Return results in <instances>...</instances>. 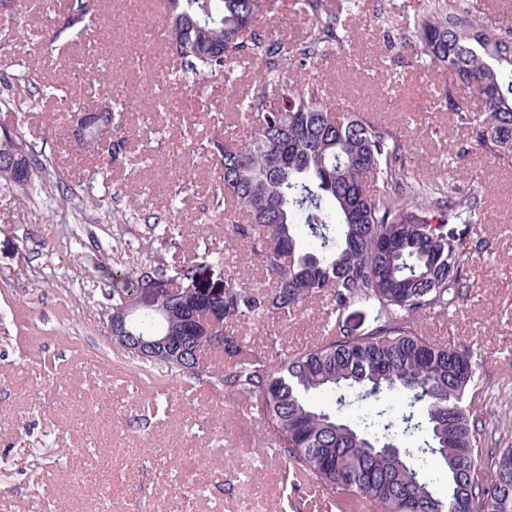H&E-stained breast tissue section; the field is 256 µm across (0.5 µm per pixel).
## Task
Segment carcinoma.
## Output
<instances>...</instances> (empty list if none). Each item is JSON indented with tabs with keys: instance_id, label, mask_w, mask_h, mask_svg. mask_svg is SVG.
<instances>
[{
	"instance_id": "1",
	"label": "carcinoma",
	"mask_w": 512,
	"mask_h": 512,
	"mask_svg": "<svg viewBox=\"0 0 512 512\" xmlns=\"http://www.w3.org/2000/svg\"><path fill=\"white\" fill-rule=\"evenodd\" d=\"M166 40L184 72L232 80L242 56L264 78L242 110L258 118L248 141L216 140L222 200L246 213L237 245L272 283L263 289L239 274L224 288H201L189 266L170 275L139 263L120 307L152 289L158 319L134 316L129 330L167 336L169 354L143 364L224 388V399L256 411L257 439L272 441L300 485L340 491L373 512H512V446L495 448L482 421L477 363L470 353L424 341L419 319L444 314L468 284L464 268L487 247L465 227L482 219L484 198L416 180L405 146L390 128L322 102L307 67L347 44L344 7L299 0L310 17L298 42L260 34V0H168ZM407 15L385 18L388 37L413 44L427 68L451 76L438 106L468 131L466 153L512 163V25H483L455 0H414ZM482 102L480 112L469 100ZM20 149L28 174L45 169L18 134L0 136V155ZM463 229L448 231V225ZM326 301L325 341L265 357L235 334L247 321L286 316L309 300ZM374 312L353 334L342 319L351 304ZM224 315V333L202 323ZM369 402L356 422L342 416L347 396ZM397 394L399 411L380 402ZM334 397L335 408L318 400ZM431 467L447 471L436 495Z\"/></svg>"
}]
</instances>
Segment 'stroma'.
<instances>
[{
    "label": "stroma",
    "instance_id": "1",
    "mask_svg": "<svg viewBox=\"0 0 512 512\" xmlns=\"http://www.w3.org/2000/svg\"><path fill=\"white\" fill-rule=\"evenodd\" d=\"M125 9L126 0H100L92 22L69 29L46 0L0 16V126L47 165L27 189L0 186V512H370L287 481L282 459L256 439L253 410L226 403L209 381L128 358L107 335L112 290L138 262L171 272L196 259L204 288L233 273L264 280L220 216L218 171L200 150L250 137L238 105L257 92L260 66L244 59L237 80L189 83L176 55L159 64L147 47V32L165 23L159 0H140L135 21L112 26ZM308 25L293 0H272L262 32L289 42ZM352 28L351 47L314 65L326 102L397 132L418 180L485 198L472 230L489 248L466 267L464 297L420 330L472 352L483 418L510 446L512 164L461 153L464 129L433 106L447 71L424 69L408 44L390 45L380 0H360ZM48 84L88 106L124 101L134 134L110 177ZM166 224L176 232L163 233ZM324 319L315 302L280 322L242 325L239 337L258 352L272 336L291 350L318 341Z\"/></svg>",
    "mask_w": 512,
    "mask_h": 512
}]
</instances>
